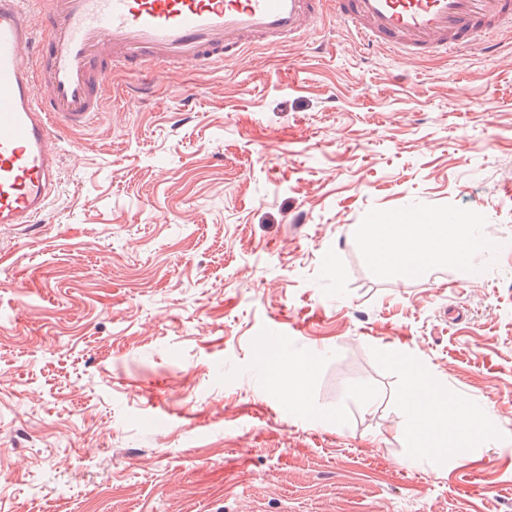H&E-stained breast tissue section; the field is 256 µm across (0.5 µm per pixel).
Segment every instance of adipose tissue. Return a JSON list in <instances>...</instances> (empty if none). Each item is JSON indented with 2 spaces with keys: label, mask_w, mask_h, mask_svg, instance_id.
Instances as JSON below:
<instances>
[{
  "label": "adipose tissue",
  "mask_w": 512,
  "mask_h": 512,
  "mask_svg": "<svg viewBox=\"0 0 512 512\" xmlns=\"http://www.w3.org/2000/svg\"><path fill=\"white\" fill-rule=\"evenodd\" d=\"M364 248L377 266L395 267L411 274L448 250L453 251L457 263L469 265L477 251H491L492 243L487 239L477 240L465 216L452 223L436 224H409L384 218L365 237ZM263 357L277 375L278 394L294 406H305L311 364L289 361L273 349L266 350ZM406 373L402 401L409 416L407 432L416 436L428 450H437L440 435L450 429L465 437L484 433V420L468 405L447 396L416 366L407 365Z\"/></svg>",
  "instance_id": "obj_1"
}]
</instances>
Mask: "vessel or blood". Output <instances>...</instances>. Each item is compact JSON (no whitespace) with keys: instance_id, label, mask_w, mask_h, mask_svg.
I'll list each match as a JSON object with an SVG mask.
<instances>
[{"instance_id":"vessel-or-blood-1","label":"vessel or blood","mask_w":512,"mask_h":512,"mask_svg":"<svg viewBox=\"0 0 512 512\" xmlns=\"http://www.w3.org/2000/svg\"><path fill=\"white\" fill-rule=\"evenodd\" d=\"M332 13L408 61L512 33V0H0V228L35 223L59 178L55 132L91 124L112 72L213 67L300 43Z\"/></svg>"}]
</instances>
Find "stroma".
<instances>
[{
  "mask_svg": "<svg viewBox=\"0 0 512 512\" xmlns=\"http://www.w3.org/2000/svg\"><path fill=\"white\" fill-rule=\"evenodd\" d=\"M135 80L0 231V512H512V50L403 63L328 18ZM417 212L495 249L372 264L371 224ZM274 331L316 361L307 408L266 378ZM408 360L487 436L407 435Z\"/></svg>",
  "mask_w": 512,
  "mask_h": 512,
  "instance_id": "stroma-1",
  "label": "stroma"
}]
</instances>
